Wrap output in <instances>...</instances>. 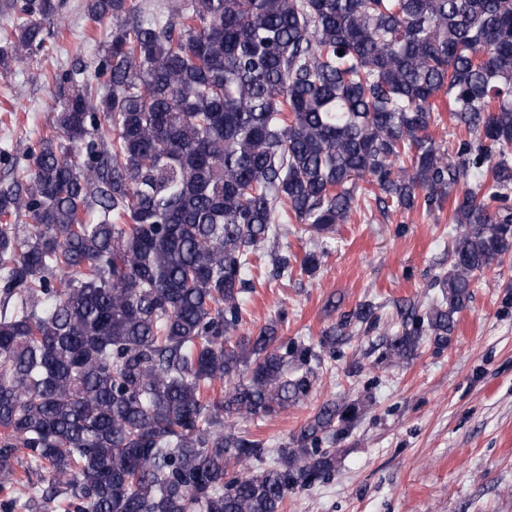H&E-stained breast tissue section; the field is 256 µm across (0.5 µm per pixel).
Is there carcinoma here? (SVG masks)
I'll list each match as a JSON object with an SVG mask.
<instances>
[{"mask_svg": "<svg viewBox=\"0 0 512 512\" xmlns=\"http://www.w3.org/2000/svg\"><path fill=\"white\" fill-rule=\"evenodd\" d=\"M59 8L21 0L0 77L47 49ZM85 11L111 27L97 74L54 75L48 133L0 188V217L29 218L0 224V473L39 472L29 500L73 512H282L350 411L324 404L275 451L237 422L304 400L345 329L377 317L359 305L317 352L273 323L233 336L259 247L292 218L346 223L367 176L384 210L447 202L440 296L386 342L397 361L448 340L512 254V0ZM439 99L467 132L453 152L428 133Z\"/></svg>", "mask_w": 512, "mask_h": 512, "instance_id": "obj_1", "label": "carcinoma"}]
</instances>
